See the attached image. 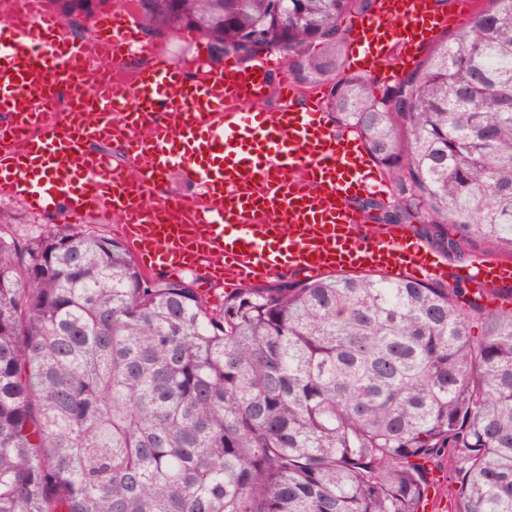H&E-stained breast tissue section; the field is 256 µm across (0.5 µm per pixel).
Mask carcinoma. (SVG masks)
Returning <instances> with one entry per match:
<instances>
[{"instance_id": "1", "label": "carcinoma", "mask_w": 512, "mask_h": 512, "mask_svg": "<svg viewBox=\"0 0 512 512\" xmlns=\"http://www.w3.org/2000/svg\"><path fill=\"white\" fill-rule=\"evenodd\" d=\"M85 36L129 0H51ZM376 0H142L152 39L288 59L388 184L357 201L443 257H512V0L402 78L344 71ZM451 283L330 272L220 307L96 232L0 236V512H420L418 464L455 460L454 512H512V306Z\"/></svg>"}]
</instances>
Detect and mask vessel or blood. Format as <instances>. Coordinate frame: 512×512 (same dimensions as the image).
Returning <instances> with one entry per match:
<instances>
[{
    "instance_id": "1",
    "label": "vessel or blood",
    "mask_w": 512,
    "mask_h": 512,
    "mask_svg": "<svg viewBox=\"0 0 512 512\" xmlns=\"http://www.w3.org/2000/svg\"><path fill=\"white\" fill-rule=\"evenodd\" d=\"M454 20L438 0H378L355 31L353 61L372 65L392 52L406 64ZM94 30L93 42H78L58 16L10 13L0 35V195L69 218L117 214L145 268L181 274L206 257L208 276L228 286L339 269L512 281L511 264L452 272L404 235L366 225L350 204L375 188L362 143L337 135L319 102L292 107L295 88L286 78L271 88L270 62L246 68L229 57L217 69L197 58L187 70L144 42L131 17L102 15ZM118 52L153 59L132 87L104 79ZM273 91L283 107L260 110ZM62 94L70 106L60 115L50 103ZM98 138L121 139L137 177L113 166L110 152L88 149ZM176 170L198 195L144 204Z\"/></svg>"
}]
</instances>
